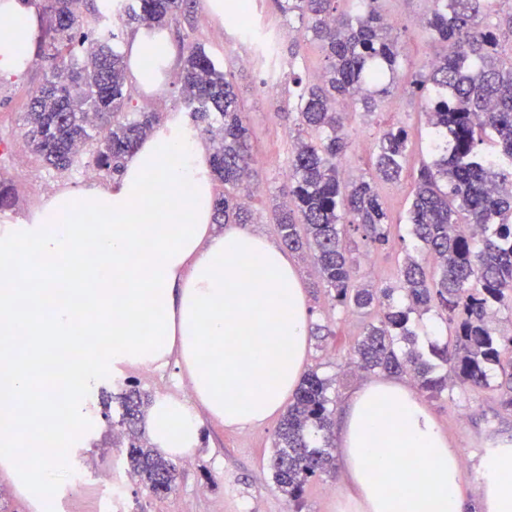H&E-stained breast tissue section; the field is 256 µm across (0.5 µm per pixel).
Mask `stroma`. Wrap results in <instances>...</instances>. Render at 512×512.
<instances>
[{"mask_svg":"<svg viewBox=\"0 0 512 512\" xmlns=\"http://www.w3.org/2000/svg\"><path fill=\"white\" fill-rule=\"evenodd\" d=\"M256 28L275 40L274 52L264 54L249 41L239 39L234 28L214 16L206 2L199 0L193 13L178 16L167 28L174 43L196 41L231 74L247 124L252 133L255 156L261 157V184L249 204L258 222L254 229L277 240L273 212L280 202V188L288 169L294 121L288 115L293 98L288 92V71L299 67L303 77L313 76L324 64V54L314 42H302L298 59H291L288 46L295 37L296 19L280 12L275 0H250ZM427 0H385L386 14L400 17L399 41L403 46V67L393 97L369 117H352L348 127L351 146L344 162L345 174L358 177L370 166L374 142L383 130L405 126L411 140L412 158L398 184L378 183L389 216L388 245L365 249L359 234H352L351 247L358 260L356 280L385 288L395 285L405 251L416 242L407 222L413 178L420 161L431 160L430 144L419 98L413 97L409 80L431 56V48L415 25L416 17L427 9ZM251 65H243V58ZM47 62L37 60L16 76L0 77V177L17 189L14 207L0 212V225L29 218L50 194L62 188L77 189L87 182L85 173L94 166L92 150H84L76 164L66 171L48 167L24 144L22 114L33 88L42 84ZM181 61L168 60L156 84L145 88L128 82L129 106L159 113L163 122L187 120L180 98ZM300 280L307 294L312 325L328 326L327 338L311 337L308 366L332 378V407L341 410L348 397L364 383L367 375H341L340 368L352 353L367 323L366 317L336 304L319 283L311 264L298 262ZM137 388L149 399L164 394L188 397L189 388L180 379L177 363L162 369L128 368L115 376L94 397L91 408L95 424L84 452L70 464V476L62 487L61 512H336L335 487L341 477H321L304 491L301 508H294L276 488L270 471V457L276 439L278 419L246 428H227L206 420L196 453L179 461L174 490L154 497L128 474L123 444L113 442L121 430L120 397ZM427 407L456 448L467 469L463 475L468 497L467 512H480L479 485L491 448L512 441V412L500 405L495 387L479 390L456 385L441 396L427 399ZM113 475L110 485H102V473Z\"/></svg>","mask_w":512,"mask_h":512,"instance_id":"35a3bbf8","label":"stroma"}]
</instances>
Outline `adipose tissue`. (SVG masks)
<instances>
[{"label": "adipose tissue", "mask_w": 512, "mask_h": 512, "mask_svg": "<svg viewBox=\"0 0 512 512\" xmlns=\"http://www.w3.org/2000/svg\"><path fill=\"white\" fill-rule=\"evenodd\" d=\"M22 49L0 40V76L41 40L35 0H0ZM206 148L177 122L142 142L118 180L64 188L0 226V476L31 512H56L59 463L86 440L95 390L121 368L177 360L191 401L146 417L164 456H190L201 420L231 428L284 411L308 361L310 313L287 252L241 226L215 231ZM67 364L48 371L54 355ZM67 418H59L60 405ZM43 444L24 462L17 451ZM346 495L361 512H465L457 451L410 384L383 375L338 419ZM482 512H512V448L486 466Z\"/></svg>", "instance_id": "adipose-tissue-1"}]
</instances>
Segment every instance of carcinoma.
Masks as SVG:
<instances>
[{
	"label": "carcinoma",
	"mask_w": 512,
	"mask_h": 512,
	"mask_svg": "<svg viewBox=\"0 0 512 512\" xmlns=\"http://www.w3.org/2000/svg\"><path fill=\"white\" fill-rule=\"evenodd\" d=\"M41 2L48 25L39 57L49 62V75L23 113L26 145L49 166L66 170L97 140L96 170L118 173L161 120L154 112L127 111V56L114 30L104 26L102 11L94 18L93 45L77 59L81 0ZM277 2L320 43L326 65L312 81L292 73L298 136L291 143L287 201L275 209L274 223L289 251L311 259L338 305L362 315L376 311L377 322L366 325L348 365L408 375L430 397L447 391L454 378L486 388L488 369L495 366L501 405L512 409V360H501L512 336H497L490 328L497 309L512 308V66L499 65L502 43L512 39V15L488 25L483 19L497 0H429L421 16L434 56L416 72L412 92L423 102L437 154L417 171L409 224L424 254L405 253L398 287L378 289L356 284L346 238L353 230L366 246L388 243V215L376 183L400 179L409 134L401 126L384 130L370 176L349 181L343 174L349 117L340 102L352 99L360 112L376 111L398 78L402 47L384 19L383 0ZM195 5L196 0H133L120 19L157 39ZM181 61L183 109L208 137L213 180L224 185L214 197L213 220L253 224L239 191L250 192L257 170L230 74L194 42L182 45ZM487 141L494 145L490 153L480 149ZM14 203V185L0 180V211ZM430 312L448 325L450 336L426 354L409 325L412 315ZM331 386V379L308 373L280 420L272 479L292 502L335 468ZM141 404L139 392L126 394V418L139 415ZM126 458L130 473L153 496L173 490L175 465L137 430L128 433Z\"/></svg>",
	"instance_id": "obj_1"
}]
</instances>
